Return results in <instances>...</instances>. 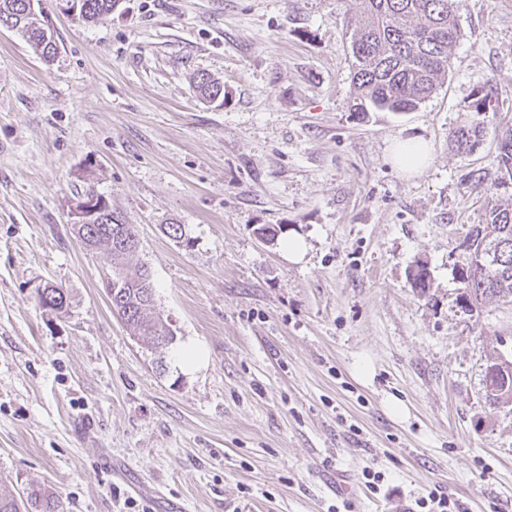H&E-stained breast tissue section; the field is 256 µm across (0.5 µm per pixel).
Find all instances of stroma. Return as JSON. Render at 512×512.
Here are the masks:
<instances>
[{
	"instance_id": "obj_1",
	"label": "stroma",
	"mask_w": 512,
	"mask_h": 512,
	"mask_svg": "<svg viewBox=\"0 0 512 512\" xmlns=\"http://www.w3.org/2000/svg\"><path fill=\"white\" fill-rule=\"evenodd\" d=\"M361 8L119 0L87 23L43 0L50 62L0 26V490L47 489L60 512H410L435 490L512 512V403L484 395L487 356L512 361V303L470 309L460 279L489 193L470 175L499 177L512 130V0H455L444 85L365 116L346 40ZM201 71L223 105L196 93ZM487 86L495 111L470 112ZM478 120L480 145L452 149ZM405 140L432 150L413 176L390 158ZM91 186L137 227L164 351L113 315L110 256L72 233ZM49 285L66 312L40 307Z\"/></svg>"
}]
</instances>
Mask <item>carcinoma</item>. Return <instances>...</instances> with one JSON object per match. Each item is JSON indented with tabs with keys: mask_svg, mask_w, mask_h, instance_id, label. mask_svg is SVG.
Returning a JSON list of instances; mask_svg holds the SVG:
<instances>
[{
	"mask_svg": "<svg viewBox=\"0 0 512 512\" xmlns=\"http://www.w3.org/2000/svg\"><path fill=\"white\" fill-rule=\"evenodd\" d=\"M81 17L91 22L112 12L117 0H81ZM363 13L348 25L352 57L351 82L354 112H411L430 98L448 77L449 50L460 38L454 0H363ZM0 25L26 37L36 52L51 60L57 54L52 32L28 11V0H0ZM195 89L204 98L219 97L224 105V85L206 72L197 74ZM483 127L462 125L450 132V143L459 152L480 144ZM502 177L494 187L512 181V131L498 142ZM79 242L105 245L112 256V311L130 334L144 336L157 348L169 345L174 336L155 309L154 284L149 270L134 261L136 249L123 242L137 239L135 225L109 211L97 224L74 233ZM471 261L463 281L465 299L481 304L512 303V207L493 197L484 204V217L468 239ZM501 369L492 390L485 391L493 404L512 402V361L492 356ZM52 493L31 489L26 499L0 493V512H57Z\"/></svg>",
	"mask_w": 512,
	"mask_h": 512,
	"instance_id": "cac0c4a2",
	"label": "carcinoma"
}]
</instances>
